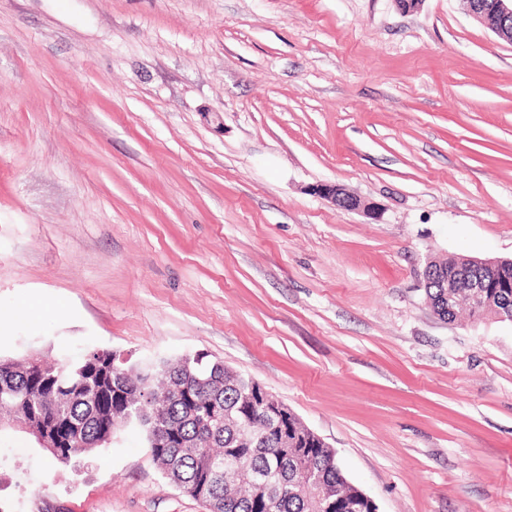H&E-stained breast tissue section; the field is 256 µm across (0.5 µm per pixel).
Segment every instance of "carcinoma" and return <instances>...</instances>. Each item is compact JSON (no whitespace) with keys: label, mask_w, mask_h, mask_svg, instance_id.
I'll list each match as a JSON object with an SVG mask.
<instances>
[{"label":"carcinoma","mask_w":512,"mask_h":512,"mask_svg":"<svg viewBox=\"0 0 512 512\" xmlns=\"http://www.w3.org/2000/svg\"><path fill=\"white\" fill-rule=\"evenodd\" d=\"M434 311L450 320L465 312L512 321L502 298L512 288H490V303L446 309L445 289H425ZM249 379L203 353L131 364L112 349L90 348L81 359L44 363L8 361L0 369V425L44 429L49 461L69 466L112 443L128 424L145 429V447L163 475L208 512H377L376 504L343 474L336 451L299 418L288 427V447L274 443L264 423L248 437L224 421L246 413ZM239 461L266 472L276 495L265 505L244 476L228 477Z\"/></svg>","instance_id":"carcinoma-1"}]
</instances>
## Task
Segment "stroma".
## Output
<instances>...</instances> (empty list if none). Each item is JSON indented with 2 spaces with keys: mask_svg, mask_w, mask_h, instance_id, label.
Here are the masks:
<instances>
[{
  "mask_svg": "<svg viewBox=\"0 0 512 512\" xmlns=\"http://www.w3.org/2000/svg\"><path fill=\"white\" fill-rule=\"evenodd\" d=\"M458 255L512 260V41L460 0H0V357L203 352L378 512H512V321L422 283ZM0 499L206 512L136 427L76 472L0 433ZM315 194L321 196L325 200L329 201L333 206L340 210L345 211H360L369 210L367 204H365L361 198L349 192L340 184L336 183H323L315 186Z\"/></svg>",
  "mask_w": 512,
  "mask_h": 512,
  "instance_id": "1",
  "label": "stroma"
}]
</instances>
